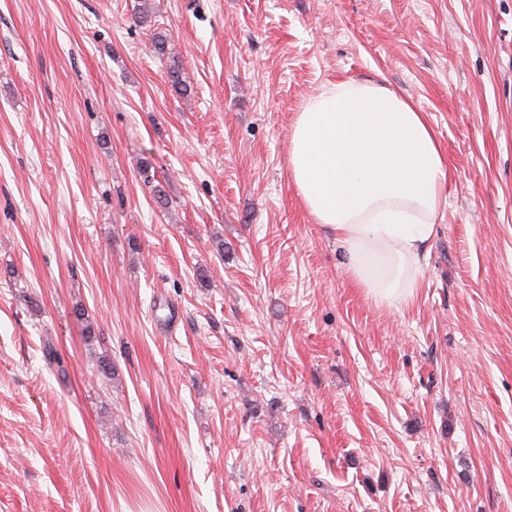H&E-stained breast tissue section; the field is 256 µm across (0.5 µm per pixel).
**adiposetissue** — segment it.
Segmentation results:
<instances>
[{"label":"adipose tissue","instance_id":"adipose-tissue-1","mask_svg":"<svg viewBox=\"0 0 512 512\" xmlns=\"http://www.w3.org/2000/svg\"><path fill=\"white\" fill-rule=\"evenodd\" d=\"M288 163L305 209L342 250L350 280L385 304L412 300L447 179L424 113L379 83L325 84L296 116Z\"/></svg>","mask_w":512,"mask_h":512}]
</instances>
